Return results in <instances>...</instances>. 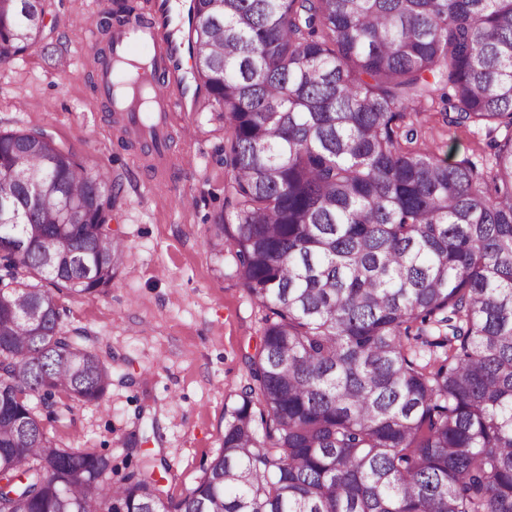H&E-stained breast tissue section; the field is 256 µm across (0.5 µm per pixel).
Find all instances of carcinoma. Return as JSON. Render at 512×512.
Listing matches in <instances>:
<instances>
[{"instance_id": "carcinoma-1", "label": "carcinoma", "mask_w": 512, "mask_h": 512, "mask_svg": "<svg viewBox=\"0 0 512 512\" xmlns=\"http://www.w3.org/2000/svg\"><path fill=\"white\" fill-rule=\"evenodd\" d=\"M194 10L231 173L205 246L266 312L252 383L178 501L153 459L114 482L110 457L49 434L112 386L59 300L105 292L124 264L120 187L42 130H1L0 512H512V0ZM45 15L0 0V63ZM428 104L486 128L487 171L425 145L406 117Z\"/></svg>"}]
</instances>
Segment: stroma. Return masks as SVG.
<instances>
[{
  "label": "stroma",
  "mask_w": 512,
  "mask_h": 512,
  "mask_svg": "<svg viewBox=\"0 0 512 512\" xmlns=\"http://www.w3.org/2000/svg\"><path fill=\"white\" fill-rule=\"evenodd\" d=\"M115 0H44L38 45L0 64V130L41 129L73 150L91 172L107 170L124 192L112 212L125 263L100 295L62 297V322L86 329L112 357V386L103 403H76L71 420L48 424L74 448L112 457L116 474L135 471L143 456L168 467V498L186 496L219 452L224 409L249 381L244 354L254 352L264 311L234 273L232 260L204 249L210 224L224 211V129L211 109L177 112L168 137L171 164L148 167L146 144L125 140L98 84L106 32L87 38L82 16ZM422 123L440 157L486 169L492 150L481 127ZM165 191L154 192L156 181Z\"/></svg>",
  "instance_id": "35a3bbf8"
}]
</instances>
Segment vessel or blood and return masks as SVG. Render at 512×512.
<instances>
[{
	"label": "vessel or blood",
	"instance_id": "b4317fda",
	"mask_svg": "<svg viewBox=\"0 0 512 512\" xmlns=\"http://www.w3.org/2000/svg\"><path fill=\"white\" fill-rule=\"evenodd\" d=\"M195 25L192 0H183L180 10H173L171 0H142L140 13L126 24L112 30V59L125 60L130 47L138 41L152 43L156 69L163 81L152 85V110L156 115L152 127H144L134 103L116 99L112 110L127 135L149 139L159 163H168L166 134L175 112L197 111L206 98L205 87L193 78L189 68L194 52Z\"/></svg>",
	"mask_w": 512,
	"mask_h": 512
}]
</instances>
